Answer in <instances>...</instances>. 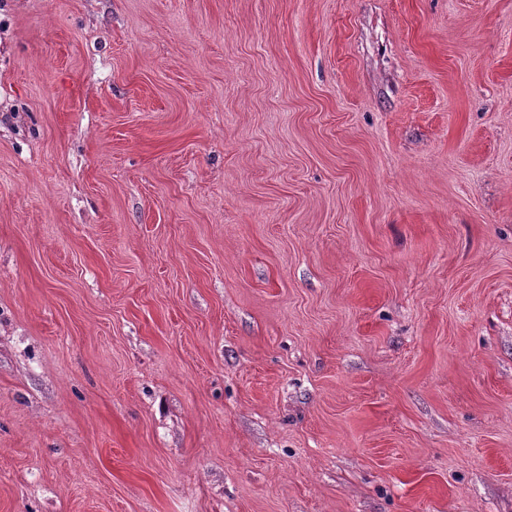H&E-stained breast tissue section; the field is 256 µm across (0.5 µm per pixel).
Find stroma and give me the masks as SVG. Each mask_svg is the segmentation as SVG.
<instances>
[{
    "mask_svg": "<svg viewBox=\"0 0 512 512\" xmlns=\"http://www.w3.org/2000/svg\"><path fill=\"white\" fill-rule=\"evenodd\" d=\"M0 512H512V0H0Z\"/></svg>",
    "mask_w": 512,
    "mask_h": 512,
    "instance_id": "obj_1",
    "label": "stroma"
}]
</instances>
